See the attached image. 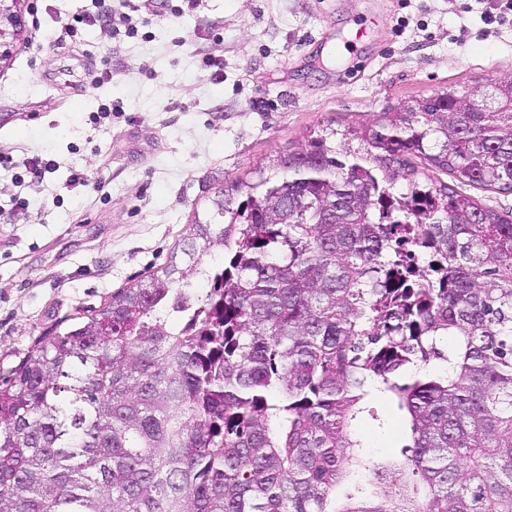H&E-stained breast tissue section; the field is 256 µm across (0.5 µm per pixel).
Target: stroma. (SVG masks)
Returning a JSON list of instances; mask_svg holds the SVG:
<instances>
[{
	"instance_id": "1",
	"label": "stroma",
	"mask_w": 512,
	"mask_h": 512,
	"mask_svg": "<svg viewBox=\"0 0 512 512\" xmlns=\"http://www.w3.org/2000/svg\"><path fill=\"white\" fill-rule=\"evenodd\" d=\"M135 3L134 37L102 21L68 37L62 23L91 0H25L22 33L4 44L0 153L14 167L0 169V378L62 320L160 270L220 190L309 132L512 77V24L487 29L485 0ZM105 105L115 114L99 117ZM35 153L55 166L33 183ZM375 409L357 430L371 456L398 461L402 418Z\"/></svg>"
}]
</instances>
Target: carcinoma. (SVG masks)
I'll use <instances>...</instances> for the list:
<instances>
[{
    "label": "carcinoma",
    "mask_w": 512,
    "mask_h": 512,
    "mask_svg": "<svg viewBox=\"0 0 512 512\" xmlns=\"http://www.w3.org/2000/svg\"><path fill=\"white\" fill-rule=\"evenodd\" d=\"M413 157L511 192L512 79L319 128L33 348L0 388V512H512V217ZM379 397L408 438L382 468L356 432Z\"/></svg>",
    "instance_id": "carcinoma-1"
}]
</instances>
